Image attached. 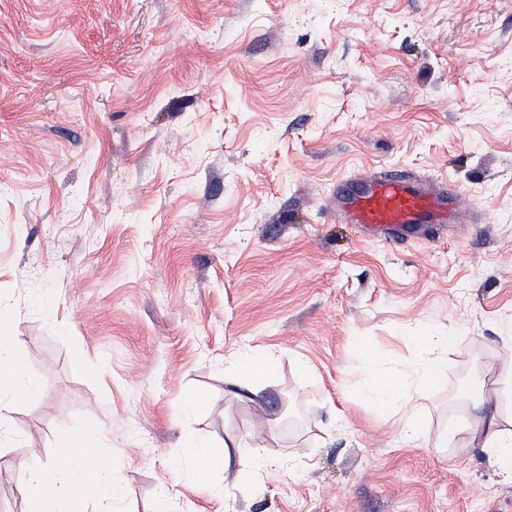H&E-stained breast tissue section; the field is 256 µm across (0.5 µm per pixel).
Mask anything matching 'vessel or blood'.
Instances as JSON below:
<instances>
[{
  "label": "vessel or blood",
  "mask_w": 512,
  "mask_h": 512,
  "mask_svg": "<svg viewBox=\"0 0 512 512\" xmlns=\"http://www.w3.org/2000/svg\"><path fill=\"white\" fill-rule=\"evenodd\" d=\"M332 200L341 222L391 243L419 239L447 225L465 223L468 214L465 195L456 185L442 188L393 168L340 179Z\"/></svg>",
  "instance_id": "obj_1"
}]
</instances>
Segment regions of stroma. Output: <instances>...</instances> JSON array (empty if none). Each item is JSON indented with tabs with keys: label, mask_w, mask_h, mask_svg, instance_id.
I'll list each match as a JSON object with an SVG mask.
<instances>
[{
	"label": "stroma",
	"mask_w": 512,
	"mask_h": 512,
	"mask_svg": "<svg viewBox=\"0 0 512 512\" xmlns=\"http://www.w3.org/2000/svg\"><path fill=\"white\" fill-rule=\"evenodd\" d=\"M385 167L481 223L395 248L337 223L336 180ZM426 328L454 342L409 442L361 350L403 367ZM1 335L37 391L0 512L73 430L124 512H512L448 431L512 354V0H0ZM246 353L276 361L256 399L226 381ZM190 435L286 467L213 497Z\"/></svg>",
	"instance_id": "obj_1"
}]
</instances>
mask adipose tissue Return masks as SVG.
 <instances>
[{
	"label": "adipose tissue",
	"instance_id": "1",
	"mask_svg": "<svg viewBox=\"0 0 512 512\" xmlns=\"http://www.w3.org/2000/svg\"><path fill=\"white\" fill-rule=\"evenodd\" d=\"M452 336H437L423 331L415 337L417 360L413 365L386 373L379 369L372 352H365L369 378L364 387L379 413L399 416L407 439L417 440L425 432L417 418L419 401L427 390L448 375V348ZM31 393L21 359L12 340L0 336V429L8 427L18 402ZM512 401V370L495 371L494 389L485 400L481 421L469 433L479 446L494 455L500 466L512 475V430L503 427L498 410ZM95 437L83 432L57 448L52 460L32 472L21 488L29 512H114L125 492L116 484L104 481L110 464L104 458L89 462L94 454Z\"/></svg>",
	"mask_w": 512,
	"mask_h": 512
}]
</instances>
